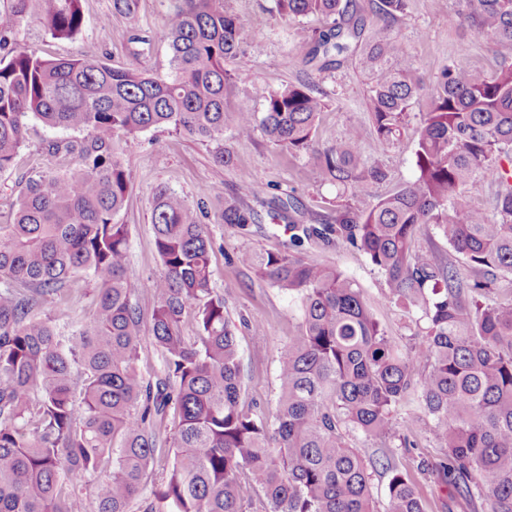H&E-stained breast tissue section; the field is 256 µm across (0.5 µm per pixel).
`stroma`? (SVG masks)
<instances>
[{
    "instance_id": "1",
    "label": "stroma",
    "mask_w": 512,
    "mask_h": 512,
    "mask_svg": "<svg viewBox=\"0 0 512 512\" xmlns=\"http://www.w3.org/2000/svg\"><path fill=\"white\" fill-rule=\"evenodd\" d=\"M244 29L242 54L233 64L238 77L229 88L233 112H262L267 96L286 85L309 81L323 99L314 145L325 149L341 143L349 128H358L361 147L371 163L387 173L385 180L371 184L355 198L342 195L313 166L309 154L291 153L273 145L262 130L250 137H237L225 128L222 142L202 141L169 128H153L137 138L119 137L114 149L130 175V190L124 208L115 216L129 228L128 266L140 278L160 273L151 224V204L158 189L166 188L196 201L200 187L210 190L209 224L214 239L211 257L212 286L224 296L225 310L235 326L242 358L246 407L256 418L271 419L278 393V366L289 336L301 321L300 303L288 294L239 267L236 257L245 251L282 249L288 236L270 212L275 198L291 195L297 208L290 217L300 224H332L336 209L350 205L363 209L391 194L418 173L416 149L420 114L428 96H421L405 120L401 138L378 146L370 112L366 109L367 77L352 61L316 70L304 60L307 44L315 31L325 27L321 17L291 19L278 14L271 0H228ZM171 0H138L137 24L112 11V0H82L84 24L72 39L53 38L43 25L25 22L14 37L47 58L74 56L90 48L112 66L134 68L166 76L171 72V49L163 30V18ZM458 0H408L390 34L417 61L427 85H434L447 66L462 67L491 76L498 60L489 39L470 23H451ZM79 132L51 129L33 120L13 169L0 173V213L8 214L24 188V178L45 166L66 171L74 167L71 157L47 156L53 142L82 140ZM234 156L230 167L218 165L214 156L220 148ZM234 201L254 209L257 224L240 229L219 223L222 204ZM414 246L434 253L438 261L468 275L465 259L441 235L437 225H419ZM306 259L340 269L360 289L375 319L402 349L411 344L414 332L424 327L419 312L391 303L382 274L368 257L343 245L314 243L303 250ZM396 431L411 440L408 448L397 449L396 464L422 500L425 512H486L480 501L449 503L440 464L444 449L434 447L425 428L428 416L414 399L403 401L394 413Z\"/></svg>"
}]
</instances>
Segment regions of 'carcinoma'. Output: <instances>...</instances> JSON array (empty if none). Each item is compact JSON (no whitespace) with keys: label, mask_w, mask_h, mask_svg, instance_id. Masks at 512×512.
Here are the masks:
<instances>
[{"label":"carcinoma","mask_w":512,"mask_h":512,"mask_svg":"<svg viewBox=\"0 0 512 512\" xmlns=\"http://www.w3.org/2000/svg\"><path fill=\"white\" fill-rule=\"evenodd\" d=\"M274 3L288 17L331 20L314 34L308 63L339 65L363 44L357 64L376 141L397 139L425 88L413 56L387 32L406 0H371L377 30L367 39L352 0ZM1 18L0 172L13 166L31 119L85 138L52 145L49 154H72L78 167L28 176L0 222V512H246V486L263 492L265 512H375L351 431L380 441L373 464L390 473L387 512H425L394 463L396 448L411 447L393 424L411 393L437 420L448 500L478 497L487 512H512V300L480 301L491 281L465 282L412 246L418 225L436 224L471 269L512 277V0H461L451 22L488 36L498 69L490 78L443 69L421 113L415 179L364 210L344 206L334 224L288 225L283 251L237 256L303 307L280 355L270 425L241 406L236 335L211 286L207 191L195 207L171 190L155 194L162 270L142 281L128 269V226L113 223L130 184L113 140L157 127L219 140L228 123L242 137L259 125L273 144L311 152L319 172L356 196L385 177L363 154L360 131L314 148L324 104L306 81L269 94L260 116L227 111L225 64L240 56L243 27L226 0H174L163 21L172 51L164 78L113 67L92 50L47 59L14 38L28 19L73 38L81 0H6ZM478 175L498 184L492 217L467 201ZM219 223L243 229L256 215L226 203ZM334 241L370 259L391 302L421 311L425 331L407 352L349 278L300 256ZM81 278L93 284L96 309L64 331L47 307L72 300ZM146 343L158 365L144 370ZM155 465L164 477L149 490Z\"/></svg>","instance_id":"obj_1"}]
</instances>
